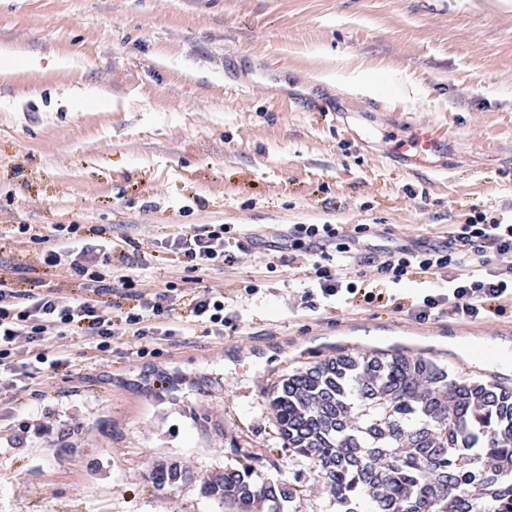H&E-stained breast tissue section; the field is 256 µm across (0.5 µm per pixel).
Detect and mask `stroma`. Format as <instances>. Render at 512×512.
<instances>
[{
    "label": "stroma",
    "mask_w": 512,
    "mask_h": 512,
    "mask_svg": "<svg viewBox=\"0 0 512 512\" xmlns=\"http://www.w3.org/2000/svg\"><path fill=\"white\" fill-rule=\"evenodd\" d=\"M429 132L417 176L393 149ZM476 210L512 216V0H0V263L78 293L8 231L101 225L138 243L146 287H219L238 315L220 336H124L104 353L58 338L0 391V512H229L200 480L243 464L302 488L296 512H336L278 434L279 381L400 347L512 388V319L416 321L436 274L305 313L309 263L267 244L292 224L444 242ZM193 224L264 244L190 273L162 241ZM60 349L70 367L50 368ZM158 456L194 481L155 490Z\"/></svg>",
    "instance_id": "1"
}]
</instances>
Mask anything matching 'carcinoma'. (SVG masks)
Segmentation results:
<instances>
[{
    "label": "carcinoma",
    "mask_w": 512,
    "mask_h": 512,
    "mask_svg": "<svg viewBox=\"0 0 512 512\" xmlns=\"http://www.w3.org/2000/svg\"><path fill=\"white\" fill-rule=\"evenodd\" d=\"M270 408L286 447L309 460L336 512H512V389L452 376L421 356L332 357L282 379ZM215 471L202 493L234 509L285 512L303 490ZM162 491L194 479L173 458L147 475Z\"/></svg>",
    "instance_id": "carcinoma-1"
}]
</instances>
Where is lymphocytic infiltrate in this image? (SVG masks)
Returning a JSON list of instances; mask_svg holds the SVG:
<instances>
[{
  "mask_svg": "<svg viewBox=\"0 0 512 512\" xmlns=\"http://www.w3.org/2000/svg\"><path fill=\"white\" fill-rule=\"evenodd\" d=\"M13 236L41 245L40 263L65 268L79 280L81 293L65 294L24 288L17 278L0 273V386L14 385L21 353L45 360L48 348L60 336H82L102 352L121 336H171L196 323L212 335L224 333L230 315L224 312V293L210 287L176 295L173 282L164 290L147 292L128 273L112 263L117 247L104 227L57 224L43 234L33 225H15ZM372 234L368 224H292L285 238L289 261L312 257L314 277L301 297V308L319 304L381 299V286L399 284L417 274L442 273L446 284L423 297L414 307L415 319L425 321L445 312L462 319L512 311V224L478 213L458 225L439 244H398L379 254L360 256L361 239ZM256 239L232 231L227 224H201L168 237L167 251L186 270L196 272L236 263L255 248ZM128 299L132 308L124 317L112 314L116 299ZM182 304L174 313V304Z\"/></svg>",
  "mask_w": 512,
  "mask_h": 512,
  "instance_id": "1",
  "label": "lymphocytic infiltrate"
}]
</instances>
